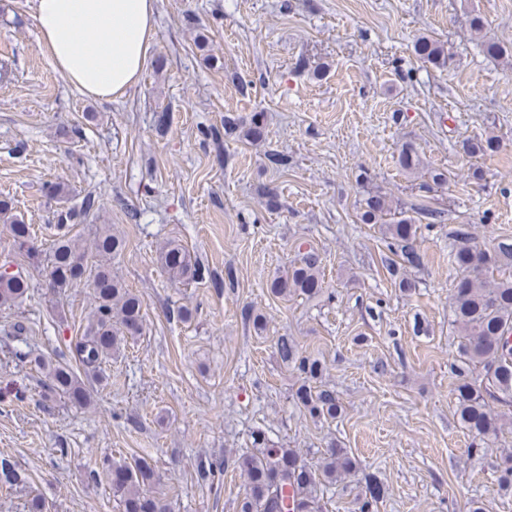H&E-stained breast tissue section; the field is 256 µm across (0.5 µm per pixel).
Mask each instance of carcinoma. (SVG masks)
Returning <instances> with one entry per match:
<instances>
[{"mask_svg": "<svg viewBox=\"0 0 512 512\" xmlns=\"http://www.w3.org/2000/svg\"><path fill=\"white\" fill-rule=\"evenodd\" d=\"M481 47L490 57L512 58V44L485 41ZM413 50L419 60L435 67H445L453 58L447 44L427 35L415 39ZM265 136L263 117L256 113L244 127L243 137L256 143ZM498 149L499 141L493 136L461 141V150L470 158L491 156ZM397 162L405 170L413 169L421 164V158L416 148L406 142L399 149ZM94 206L95 199L87 196L81 208L60 215L55 239L50 249L43 252L33 243L31 225L12 213L11 200L0 199V222L9 227L15 254V258L3 264L13 266L19 258L30 270L48 272L51 288L59 295L80 285L92 290L95 306L84 335L72 349V358L84 372L95 376L103 363L120 352L127 338L141 334L143 301L112 273V256L122 251L124 242L112 234L111 227L105 225L96 229L87 248L69 234V225L81 221ZM359 220L364 224L386 225L391 256L384 259L383 266L400 291L406 293L416 288V282L407 273L424 264L425 254L418 245L420 226L415 220L405 217L402 211L393 210L387 195L379 190L364 191V197L359 200ZM448 237L454 243L448 263L458 274L451 295V310L462 338L458 347L460 364L454 366L457 376L452 390L455 416L474 440L482 442L497 435L505 426L502 415L493 405L512 407V278L498 281L489 278L494 270L512 268V238L482 245L466 224L451 229ZM159 261L174 283L211 278L209 269L175 242L163 246ZM322 284L318 258L307 253L291 263L285 275L273 280L270 291L279 296L299 293L315 297L322 292ZM31 287V277L21 270L12 275L0 273V306L15 305ZM276 349L283 362L304 376V383L296 392L297 402L304 411L319 420L340 415L342 406L336 393L311 385L322 376V362L303 354L287 336L278 338ZM11 357L20 363L29 362L45 373L49 380L48 394L65 397L81 407L91 404L93 389L77 375L72 364L53 363L40 356L33 358L20 348L13 349ZM473 363L481 365L485 371L479 383L468 375ZM253 441L256 452L242 454L233 461L215 459L207 470L209 475H222L232 463L246 476L247 488L240 512H322L320 493L324 488L358 471L357 460L347 449L334 444L321 464L313 468L292 448L265 446V439L259 432L253 434ZM105 475L114 494L120 497L123 512H170L167 503L148 491L155 480V472L146 460L114 462L105 468ZM363 480L364 488L355 512H377L384 488L369 474L364 475ZM498 485L512 490L511 451L501 458Z\"/></svg>", "mask_w": 512, "mask_h": 512, "instance_id": "cac0c4a2", "label": "carcinoma"}]
</instances>
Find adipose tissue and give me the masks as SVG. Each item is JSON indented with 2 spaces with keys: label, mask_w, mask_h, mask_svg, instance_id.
<instances>
[{
  "label": "adipose tissue",
  "mask_w": 512,
  "mask_h": 512,
  "mask_svg": "<svg viewBox=\"0 0 512 512\" xmlns=\"http://www.w3.org/2000/svg\"><path fill=\"white\" fill-rule=\"evenodd\" d=\"M39 41L82 93L112 99L134 87L148 58L157 0H35ZM97 40H87V31Z\"/></svg>",
  "instance_id": "adipose-tissue-1"
}]
</instances>
